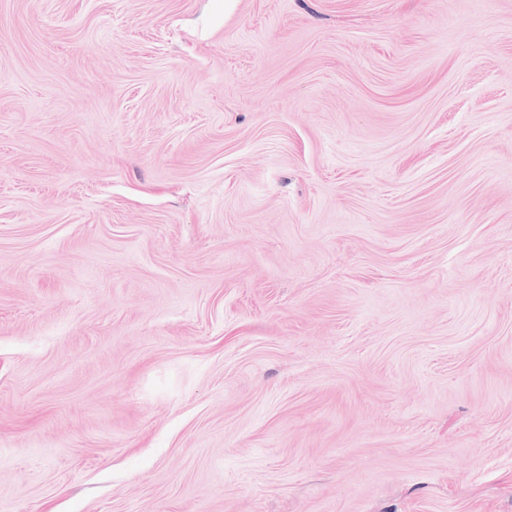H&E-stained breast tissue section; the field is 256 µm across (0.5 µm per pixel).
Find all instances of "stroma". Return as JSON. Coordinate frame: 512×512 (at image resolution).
<instances>
[{
	"label": "stroma",
	"mask_w": 512,
	"mask_h": 512,
	"mask_svg": "<svg viewBox=\"0 0 512 512\" xmlns=\"http://www.w3.org/2000/svg\"><path fill=\"white\" fill-rule=\"evenodd\" d=\"M0 512H512V0H0Z\"/></svg>",
	"instance_id": "stroma-1"
}]
</instances>
